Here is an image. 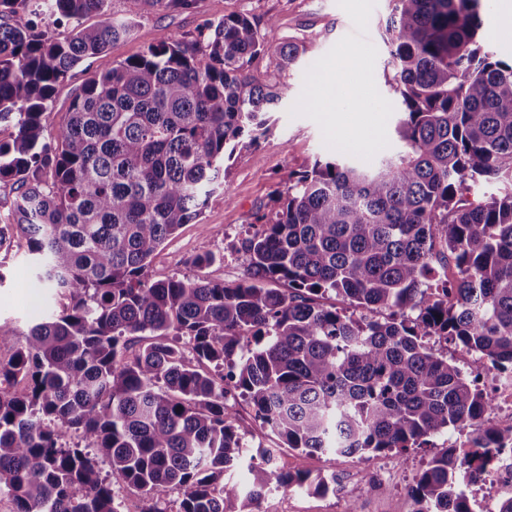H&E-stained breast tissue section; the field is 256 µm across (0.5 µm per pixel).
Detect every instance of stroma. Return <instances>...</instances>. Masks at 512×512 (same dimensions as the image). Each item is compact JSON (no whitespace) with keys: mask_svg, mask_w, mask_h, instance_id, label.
<instances>
[{"mask_svg":"<svg viewBox=\"0 0 512 512\" xmlns=\"http://www.w3.org/2000/svg\"><path fill=\"white\" fill-rule=\"evenodd\" d=\"M114 13L135 18L132 35L118 41L58 86L55 101L43 117L45 126L61 124L75 92L90 77L142 53L168 32L179 37L195 34L203 19H220L247 12L258 24L276 18L274 40H304L312 51L291 87L270 115V130L251 150L236 154L229 163L223 191L207 202L198 221L184 225L153 257L148 273L162 279L173 274L200 275L217 282L244 276L247 256L242 241L253 215L266 211L277 191L288 184L290 172L304 169L313 156L371 163L375 157L398 149L394 128L400 118L393 92L383 76L389 58L385 32L389 0H199L192 12L169 11L141 15L138 0H112ZM332 74L338 87L357 92L359 107L340 101V126L330 125L317 101L320 78ZM383 106L379 136L360 145L353 138L371 107ZM210 253L214 262L195 267V257ZM31 265L24 238L13 237L0 250V320L27 330L35 318L54 305L43 289L35 287L25 270ZM227 407L249 431V449L273 448L281 467L311 474L334 473L336 488L324 495L274 489L263 502L267 512H336L337 502L352 503L357 512H413L411 489L417 474L436 454L454 441L455 432L437 434L404 454L393 451L365 456L308 454L278 447L269 431L254 418L247 400L228 395Z\"/></svg>","mask_w":512,"mask_h":512,"instance_id":"1","label":"stroma"}]
</instances>
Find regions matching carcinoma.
<instances>
[{"label":"carcinoma","instance_id":"cac0c4a2","mask_svg":"<svg viewBox=\"0 0 512 512\" xmlns=\"http://www.w3.org/2000/svg\"><path fill=\"white\" fill-rule=\"evenodd\" d=\"M391 2L400 149L290 174L243 241L244 276L225 283L147 268L224 185L225 161L268 133L311 44L274 45L245 12L190 39L163 33L89 78L51 131L57 87L136 21L112 0H0V125L13 129L0 183L15 189L0 249L25 238L59 304L25 332L0 321V495L14 512H123L100 458L140 492L139 512H259L272 487L329 492L320 475L270 464V448L246 455L230 382L284 447L311 454H403L478 426L488 397L430 341L512 372V191L465 197L512 183V57L485 49L481 0ZM40 13L70 23L68 38L37 30ZM90 14L102 21L85 25ZM266 55L280 80L249 74ZM145 334L157 341L132 351ZM503 443L484 428L464 457H432L413 512H473L465 483ZM246 459L244 488L225 475Z\"/></svg>","mask_w":512,"mask_h":512}]
</instances>
